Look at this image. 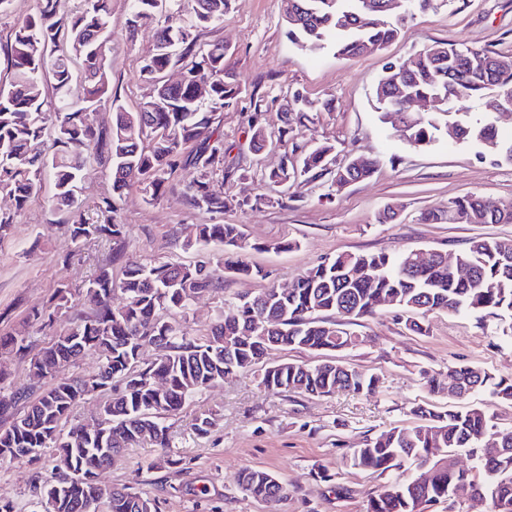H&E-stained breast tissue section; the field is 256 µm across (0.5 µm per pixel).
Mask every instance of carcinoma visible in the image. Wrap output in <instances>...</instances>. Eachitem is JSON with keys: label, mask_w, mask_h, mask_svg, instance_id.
I'll return each instance as SVG.
<instances>
[{"label": "carcinoma", "mask_w": 512, "mask_h": 512, "mask_svg": "<svg viewBox=\"0 0 512 512\" xmlns=\"http://www.w3.org/2000/svg\"><path fill=\"white\" fill-rule=\"evenodd\" d=\"M421 0H409L399 16L361 5V0H288V13L300 24L289 25L288 35L310 48L330 46L336 55L352 58L380 49L396 39L405 21L420 10ZM230 0H129L133 22H149L157 14L168 21L156 32L154 48L140 67L150 80L177 57L193 52L183 38L188 28L177 16L188 9L195 24L224 19ZM112 0H83V7L69 22L57 17L56 0H40L37 15L14 27L10 81L0 86V192L14 200L15 210L0 212V238L8 235L17 214L28 205L37 184L47 174L54 184L53 202L59 210L74 204L84 169L91 163L112 172V195L96 205L97 218L82 216L67 225L74 251L85 244L105 240L106 259L97 267L86 288L75 292L66 283L54 290L50 302L32 314L42 330L54 329L66 316L69 327L46 347L33 351L29 337L0 335V352L27 361L30 376L41 381L49 368L76 361L88 352L99 366L74 380L49 385L28 401L21 411L0 401V459L26 457L40 460L47 447V431L62 434L56 448L55 476L39 486L31 512H96L91 493L106 495L108 512H155L151 499L128 488H109L99 483L98 471L112 466L124 448L146 439L160 448L170 447L161 415L178 412L184 403L213 382L253 369L269 351L292 347L323 353L324 361L309 365L274 361L260 373L269 390L294 391L314 397L334 394L338 388L370 393L380 382L373 374L359 372L336 360V351L357 345L354 332L337 322L377 314L381 298L395 301L394 308L407 315L406 327L427 333L425 316L436 312L512 313V240L478 238L467 242L458 257L467 273L448 271V254L435 253L429 264L418 266L413 252L340 253L323 260L301 275L288 290L275 286L224 307V316L203 338L188 335L174 320L192 299L223 289L222 272L258 276L261 270L239 251H285L288 241L249 246L236 224H197L184 236L187 250L211 243L224 247L217 262L173 264L127 261L121 278L114 280L113 266L124 257L126 225L117 220V200L136 185L155 199L166 188L175 169L188 164L200 177L185 188L190 206L210 213L224 212V198L209 188L208 175L224 171V130L215 123L216 112L236 104L244 88L224 71V44L216 43L197 53V60L174 86L157 84L151 95L132 111L114 113L112 125L91 127L83 110L104 99L109 91L112 60L107 30ZM85 75L82 94L71 100L73 64ZM50 70L58 104L45 109L41 91L43 71ZM459 100L481 101L499 97L512 102V56L487 49L461 56L456 48L443 55L424 48L403 60L402 67L378 81L376 99H384L398 112H384L399 136L411 147L432 143L441 118L414 112L403 114L404 98H433L442 94ZM53 137L58 150L46 155L41 146ZM461 141L482 147L497 143L494 155L511 162L512 140L504 141L488 118L480 122H455ZM377 162L360 165L336 163L335 148L327 143L311 147L300 163L270 171L264 181L285 185L299 177L324 180L334 188L338 171L349 182L369 179ZM424 223L512 224V205L490 202L471 195L441 208L421 212ZM124 303L112 307L115 293ZM160 342L161 353L143 366L136 350ZM470 387V394L490 390L501 402L512 403V376H495L486 370L460 365L448 369ZM167 383L158 393L152 379ZM122 381L102 409L107 420L102 438L83 433V425L69 423L74 405ZM443 411L419 406L412 427H393L366 438L351 449L349 466L357 470L386 472L411 466L410 473L388 482L370 500L367 512H424L427 504L449 501L455 489L477 484L479 495L490 498L492 512H512V430H500L493 416L477 405L465 403ZM466 448L475 464L457 467L455 451ZM243 492L256 500L277 501L284 487L267 471L247 468L239 476Z\"/></svg>", "instance_id": "carcinoma-1"}]
</instances>
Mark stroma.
I'll list each match as a JSON object with an SVG mask.
<instances>
[{
	"label": "stroma",
	"mask_w": 512,
	"mask_h": 512,
	"mask_svg": "<svg viewBox=\"0 0 512 512\" xmlns=\"http://www.w3.org/2000/svg\"><path fill=\"white\" fill-rule=\"evenodd\" d=\"M39 0H8L0 9V82L8 80L7 49L13 27L36 15ZM156 23L133 22L127 0H112L109 27L112 76L108 99L85 111L93 125H108L117 108H135L153 90L140 75L141 61L155 43ZM194 49L223 43L224 67L246 92L237 104L218 112L224 128V171L210 177L211 190L223 196V213L191 207L184 188L196 175L181 167L165 192L144 200L131 188L118 203L125 224L126 259L193 263L209 247L182 246V232L194 224H235L253 246L247 260L262 276L225 274L221 293H205L192 304L181 327L193 336L206 334L221 317L226 299L257 294L268 286L291 284L308 269L341 252L394 254L407 249L457 253L475 238H511L512 224H425L422 211L478 194L512 203V162L485 156L479 145L440 131L431 144L408 147L376 109L375 89L389 61L406 59L439 44L473 46L512 53V0H443L438 8L416 13L399 36L384 48L344 59L324 47L302 48L288 38L283 0H231L223 21L190 29ZM317 104L299 112L296 99ZM291 124H284V112ZM270 133L287 128L288 145L271 146L255 156L249 149L252 118ZM335 146L338 158L365 155L378 162L368 180L329 193L321 182L296 180L286 191L261 183L262 169L284 157H299L317 144ZM112 192L109 169L92 164L85 171L72 211L50 207V181L16 218L0 241V333L26 331L36 346L48 343L28 316L44 307L59 282L83 286L108 246L85 245L71 255L63 228L73 212L92 215L95 203ZM396 210L390 223L378 220L386 207ZM288 240L286 252L255 251L258 243ZM428 334L406 329L390 308L358 320L357 346L337 352L338 361L378 375L381 384L365 396L337 390L329 397L276 393L247 371L213 383L177 414L163 416L170 448L146 441L124 449L99 479L109 487L127 486L154 500L158 512H365L387 475L350 468L351 448L364 438L394 426H408L410 410L445 407L447 393L426 389L421 371H447L460 364L495 375L512 374V316L435 312L425 319ZM214 414L205 435L194 422ZM173 464H166V456ZM55 451L47 448L38 463L0 460V500L26 512L34 499L35 479L53 477ZM258 468L285 488L283 498L266 504L245 495L240 472Z\"/></svg>",
	"instance_id": "obj_1"
}]
</instances>
